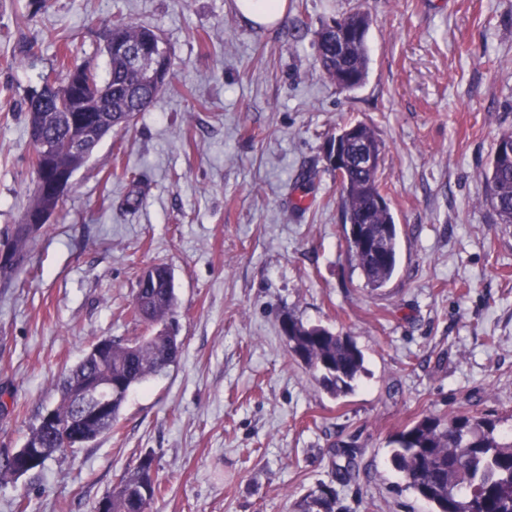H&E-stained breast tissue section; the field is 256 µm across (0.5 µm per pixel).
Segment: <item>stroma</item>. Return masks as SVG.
<instances>
[{"label":"stroma","instance_id":"stroma-1","mask_svg":"<svg viewBox=\"0 0 512 512\" xmlns=\"http://www.w3.org/2000/svg\"><path fill=\"white\" fill-rule=\"evenodd\" d=\"M369 15L364 84L322 72L315 34ZM154 27L173 79L74 176L23 261L0 276V453L60 399L96 341L142 333L143 271L174 277L178 361L129 394L112 432L0 480V512H95L151 456L150 512H294L324 485L343 512H432L390 464L426 415L512 428V224L485 173L512 129V0H288L272 28L234 0H0V231L34 189L21 103L57 36L105 74L104 31ZM24 42L36 56L20 59ZM370 125L399 232L397 270L366 288L346 252L326 142ZM292 315L353 337L365 371L330 396L286 347ZM358 476L337 482L336 467Z\"/></svg>","mask_w":512,"mask_h":512}]
</instances>
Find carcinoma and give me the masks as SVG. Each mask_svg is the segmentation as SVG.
Segmentation results:
<instances>
[{
  "label": "carcinoma",
  "mask_w": 512,
  "mask_h": 512,
  "mask_svg": "<svg viewBox=\"0 0 512 512\" xmlns=\"http://www.w3.org/2000/svg\"><path fill=\"white\" fill-rule=\"evenodd\" d=\"M368 28L351 44L343 61L336 62L333 36L322 25L317 32V51L324 74L346 89L350 79L364 82L367 76ZM158 32L150 26L127 20L112 25V59L109 60L105 97H97L87 86L74 82L87 63L69 64V48L62 50L60 69L44 83L58 85L62 104L51 95L43 102L27 94L24 105L33 145L31 164L35 192L25 215L52 213L60 198L51 187L53 172L61 165L76 163L81 151L83 130L79 118L103 127L107 135L116 127L129 125L134 115L145 112L170 83L171 60L166 58L160 79L150 78L137 69L123 47L149 54L157 52ZM355 134L346 150L354 155L360 149L373 150L374 166L363 169L352 162L336 174L343 205L344 222L358 228L345 236L347 254L364 279L365 286L383 288L393 277L398 261V233L386 202L379 170L384 145L374 130L364 123L354 126ZM49 150L38 153V142ZM490 201L499 220L512 224V154L493 150L485 173ZM30 237L28 225L19 222L11 228L13 252L23 248ZM177 300L168 267L155 265L148 278L139 279L132 303L133 316L145 324L144 333L127 339H108L109 346L98 361L81 359L61 386L60 403L53 409L56 424L34 426L24 445L42 443L44 459L76 448L65 445L63 433L75 417L74 403L68 395L73 384L92 372H110L122 390L112 400L110 418L87 426L92 440L112 430L130 392L150 378L164 372L182 352V343L172 338L166 322L174 317ZM288 352L334 397L353 390V383L364 372V355L352 337L337 334L322 325L307 324L297 318L286 319ZM500 420L462 414L446 421L425 416L391 439V463L403 475L407 488L433 506V512H512V433L499 429ZM153 459L145 456L129 470L112 491V512H148L160 490L152 473ZM300 512H335L336 489L324 486L299 505Z\"/></svg>",
  "instance_id": "carcinoma-1"
}]
</instances>
